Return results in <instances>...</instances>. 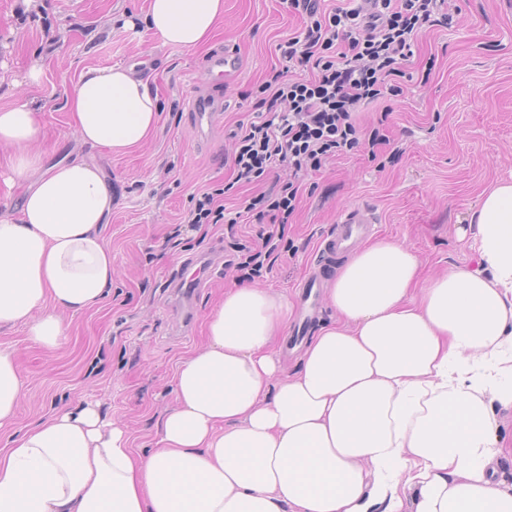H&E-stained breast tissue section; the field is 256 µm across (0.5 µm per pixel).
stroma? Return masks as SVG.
I'll return each instance as SVG.
<instances>
[{"instance_id": "obj_1", "label": "stroma", "mask_w": 512, "mask_h": 512, "mask_svg": "<svg viewBox=\"0 0 512 512\" xmlns=\"http://www.w3.org/2000/svg\"><path fill=\"white\" fill-rule=\"evenodd\" d=\"M17 5L0 0V105L27 102L39 110L43 167L82 156L111 180L112 213L101 231L115 274L104 304L68 318V333L53 352L33 343L23 327L0 328V345L15 350L24 383L0 446L10 430L87 398L125 425L135 448L153 447L155 422L174 404V369L203 345L205 321L226 287L260 285L297 300L301 282L318 268L320 241L355 206L373 213L376 235L419 255L424 277L472 264L473 252L455 228L485 187L512 176V0H447L454 21L423 33L404 68L403 95L357 115L363 134L379 130L389 146L338 156L306 177L283 239L260 274L246 275L239 245L261 248L263 227L233 218L290 173L281 168L276 176L238 183L228 158L240 123L253 118L259 86L280 63L279 44L300 32V18L282 0H224V21L212 40L187 50L140 25L148 0H33L23 15ZM131 18L136 27H126ZM227 45L239 52L240 70L211 86L207 61ZM138 62L159 98L153 136L122 156L81 144L65 108L81 70ZM34 67L42 70L40 81L26 84ZM199 93L214 97L220 109L206 127L189 110ZM223 185L225 223L169 239L194 210L195 195ZM210 254L219 265L194 292L191 327L183 329L172 284Z\"/></svg>"}]
</instances>
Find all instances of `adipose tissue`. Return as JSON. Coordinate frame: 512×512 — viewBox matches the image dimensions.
<instances>
[{"label": "adipose tissue", "instance_id": "adipose-tissue-1", "mask_svg": "<svg viewBox=\"0 0 512 512\" xmlns=\"http://www.w3.org/2000/svg\"><path fill=\"white\" fill-rule=\"evenodd\" d=\"M224 0H148L164 44L207 45ZM79 140L124 155L154 134L159 104L131 66L87 67L66 100ZM40 114L0 106V182L21 189L0 216V327L59 347L64 314L100 306L112 251L100 229L112 185L95 162L42 169ZM459 240L471 266L423 279L404 243L357 249L326 290L332 312L285 373L277 348L293 313L286 294L227 289L206 343L182 358L174 406L154 448L135 451L99 403L80 399L12 434L0 449V512H512V179L472 206ZM23 382L0 346V428Z\"/></svg>", "mask_w": 512, "mask_h": 512}]
</instances>
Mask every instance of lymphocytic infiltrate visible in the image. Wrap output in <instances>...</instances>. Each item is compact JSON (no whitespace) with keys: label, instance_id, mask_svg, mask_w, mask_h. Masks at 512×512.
I'll return each instance as SVG.
<instances>
[{"label":"lymphocytic infiltrate","instance_id":"1","mask_svg":"<svg viewBox=\"0 0 512 512\" xmlns=\"http://www.w3.org/2000/svg\"><path fill=\"white\" fill-rule=\"evenodd\" d=\"M302 30L281 45L256 105L257 119L236 136L237 181L250 183L288 168L293 182L263 194L235 220L287 223L295 212L298 177L360 147L355 114L362 104L403 92L398 82L412 46L428 27L449 21L445 0H284Z\"/></svg>","mask_w":512,"mask_h":512}]
</instances>
